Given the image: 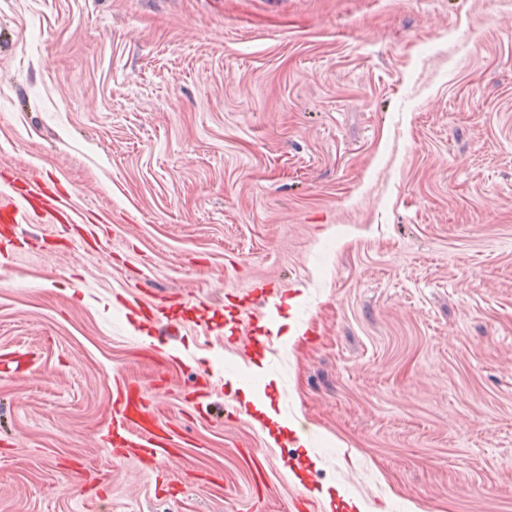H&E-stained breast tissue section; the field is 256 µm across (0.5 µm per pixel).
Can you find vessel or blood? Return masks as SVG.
<instances>
[{"label": "vessel or blood", "mask_w": 512, "mask_h": 512, "mask_svg": "<svg viewBox=\"0 0 512 512\" xmlns=\"http://www.w3.org/2000/svg\"><path fill=\"white\" fill-rule=\"evenodd\" d=\"M32 219L44 224L77 221L62 196L41 183L30 182L22 189L13 187L0 191V231L9 232ZM279 297V291L274 289L254 287L243 291L234 317L232 345L235 350L242 351L258 343L263 351L276 352L279 339L264 317ZM112 410L114 429L126 434L124 452L137 456L139 461H157L166 449L179 447L178 434L158 423L151 412L150 399L139 386L114 381Z\"/></svg>", "instance_id": "1"}]
</instances>
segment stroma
I'll use <instances>...</instances> for the list:
<instances>
[{
  "instance_id": "obj_1",
  "label": "stroma",
  "mask_w": 512,
  "mask_h": 512,
  "mask_svg": "<svg viewBox=\"0 0 512 512\" xmlns=\"http://www.w3.org/2000/svg\"><path fill=\"white\" fill-rule=\"evenodd\" d=\"M0 512H512V0H0ZM284 289L237 419L224 294ZM167 298L170 340L120 297ZM225 367L211 416L196 375ZM184 439L115 457L112 383ZM307 447H300V436ZM26 189L11 187L0 191V228L2 236L9 230L37 219L44 224H81L56 195L38 182H25Z\"/></svg>"
}]
</instances>
